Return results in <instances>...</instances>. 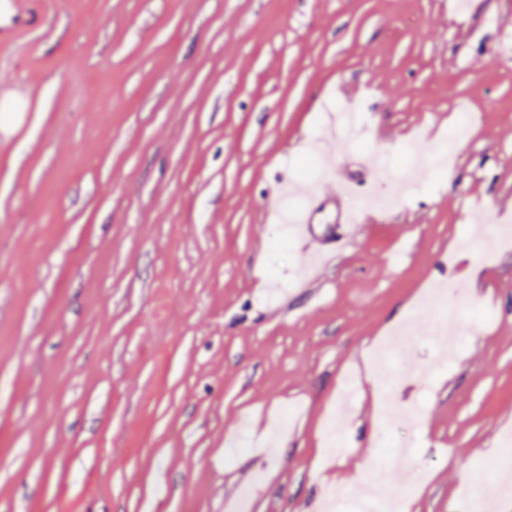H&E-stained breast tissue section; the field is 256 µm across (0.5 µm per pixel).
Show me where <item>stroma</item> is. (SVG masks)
<instances>
[{
    "mask_svg": "<svg viewBox=\"0 0 512 512\" xmlns=\"http://www.w3.org/2000/svg\"><path fill=\"white\" fill-rule=\"evenodd\" d=\"M47 8L0 56L28 112H0V512H356L382 466L404 512L467 487L512 512L487 466L512 439V0ZM411 145L413 192L309 279L279 176L332 159L299 204L356 212L338 182L387 192ZM451 311L457 355L413 348L388 390V335Z\"/></svg>",
    "mask_w": 512,
    "mask_h": 512,
    "instance_id": "obj_1",
    "label": "stroma"
}]
</instances>
